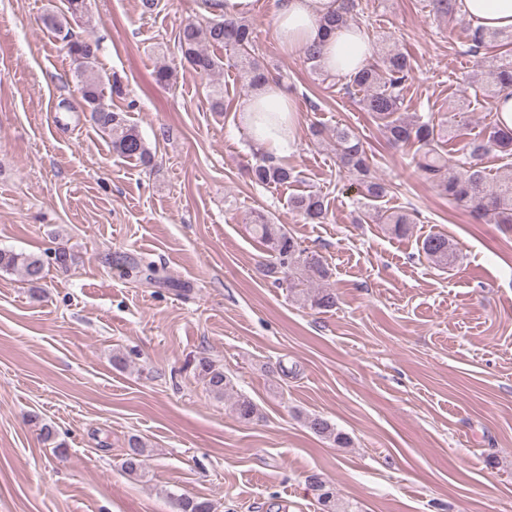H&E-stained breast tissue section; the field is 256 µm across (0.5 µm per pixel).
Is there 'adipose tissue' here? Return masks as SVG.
Instances as JSON below:
<instances>
[{
  "label": "adipose tissue",
  "mask_w": 512,
  "mask_h": 512,
  "mask_svg": "<svg viewBox=\"0 0 512 512\" xmlns=\"http://www.w3.org/2000/svg\"><path fill=\"white\" fill-rule=\"evenodd\" d=\"M340 4L341 0H279L273 26L281 47L288 52L321 44L324 69L345 77L368 64L371 48L354 26L324 36L322 23ZM461 10L474 26L512 30V0H461ZM242 113L243 124L260 149L278 154L290 150L297 139L295 104L276 80L260 87Z\"/></svg>",
  "instance_id": "ef3b65f1"
}]
</instances>
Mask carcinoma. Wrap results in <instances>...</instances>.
Returning <instances> with one entry per match:
<instances>
[{
    "instance_id": "obj_1",
    "label": "carcinoma",
    "mask_w": 512,
    "mask_h": 512,
    "mask_svg": "<svg viewBox=\"0 0 512 512\" xmlns=\"http://www.w3.org/2000/svg\"><path fill=\"white\" fill-rule=\"evenodd\" d=\"M65 6L64 12L46 14L43 22L62 35L64 47L72 61L73 77L82 106L89 112V120L112 139L113 152L135 159L143 165L151 164L153 157L136 128L127 123L123 112L112 109V106L104 102L105 90L120 95L122 87L116 80L112 81L110 87H105L96 66L98 46L89 39H79L65 31L66 15L76 17L84 14L87 11L86 0H65ZM354 8V0H343V7L325 20L324 28L336 30L349 25ZM256 38L257 32L249 20L228 19L218 15L204 24L186 22L178 34V48L184 62L199 74L220 72L224 70V60L232 61L233 66L238 68L240 79L249 88L256 90L269 77L265 67L251 55ZM471 41L476 53L482 49L494 51L491 61L493 80L484 89L485 96L493 100L501 90L512 86V34L477 29L472 33ZM214 47L225 50L228 58L210 52ZM410 74L408 56L392 51L383 58L382 65L370 64L349 76V79L351 85L365 92L364 105L380 122L387 140L395 146L413 148L412 162L416 172L435 184L448 196V200L471 209L495 224H512V163L506 164L502 174L494 180L488 177L481 166L483 155L492 148L505 158L512 156V130H504L498 123L492 124L468 143L467 152L461 158H454L444 149L443 130L436 129L430 121L420 117L409 118L399 114L401 92ZM334 148L340 163L359 176L364 198L376 201L387 196L390 186L372 175L363 142L353 131L348 128L336 129ZM251 176L254 182L262 185L299 180V173L294 168L268 161L253 166ZM289 204L297 214L313 223L322 222L328 211L325 196L318 192L293 196ZM378 222L387 225L392 233L402 235L407 232L413 219L410 213L397 211L378 215ZM253 231L271 256L259 268L263 276L288 283V288L312 308L321 310L336 306V294L327 288L312 291L297 289L295 275L299 271L311 284L328 280L331 273L319 257L301 248L285 225L276 224L271 218L259 214L254 219ZM421 250L437 265H446L454 257V249L448 237L440 233L425 237ZM18 269L32 283L37 284L45 279V264L41 257L0 249V270ZM200 370L210 394L216 398L224 397L231 388V381L224 371L206 359L200 361ZM233 411L244 422L260 418L258 406L243 395L235 400ZM307 427L339 447L349 445V438L321 417L309 418ZM145 452V444L139 438L131 437L121 464L122 470L128 475L144 476ZM312 482L318 491L322 512H341L335 489L316 476L312 477ZM175 501L179 512H213V505L205 499L178 495Z\"/></svg>"
}]
</instances>
